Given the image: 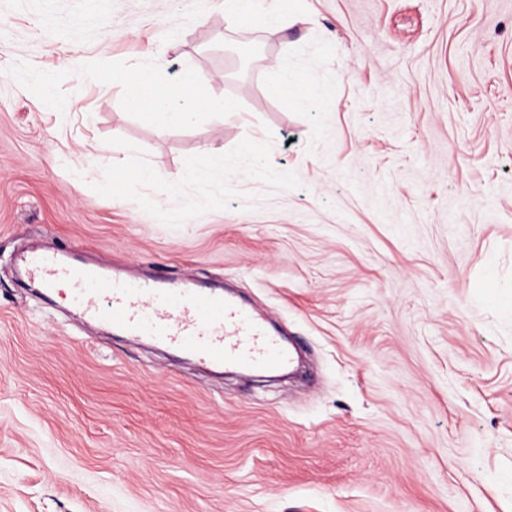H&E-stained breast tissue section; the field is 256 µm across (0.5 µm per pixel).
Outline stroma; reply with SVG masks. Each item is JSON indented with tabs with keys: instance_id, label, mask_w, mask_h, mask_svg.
Masks as SVG:
<instances>
[{
	"instance_id": "obj_1",
	"label": "stroma",
	"mask_w": 512,
	"mask_h": 512,
	"mask_svg": "<svg viewBox=\"0 0 512 512\" xmlns=\"http://www.w3.org/2000/svg\"><path fill=\"white\" fill-rule=\"evenodd\" d=\"M102 2L0 0V512H512V0ZM144 70L235 111L159 126ZM34 249L229 287L307 374L41 301Z\"/></svg>"
}]
</instances>
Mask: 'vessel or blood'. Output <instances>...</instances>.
Segmentation results:
<instances>
[{"label": "vessel or blood", "instance_id": "obj_1", "mask_svg": "<svg viewBox=\"0 0 512 512\" xmlns=\"http://www.w3.org/2000/svg\"><path fill=\"white\" fill-rule=\"evenodd\" d=\"M22 262L47 290L74 288L85 317L182 350L198 361L239 371L282 369L293 360L235 298L198 286L168 288L163 280L131 282L118 270L75 266L57 255L33 253Z\"/></svg>", "mask_w": 512, "mask_h": 512}]
</instances>
